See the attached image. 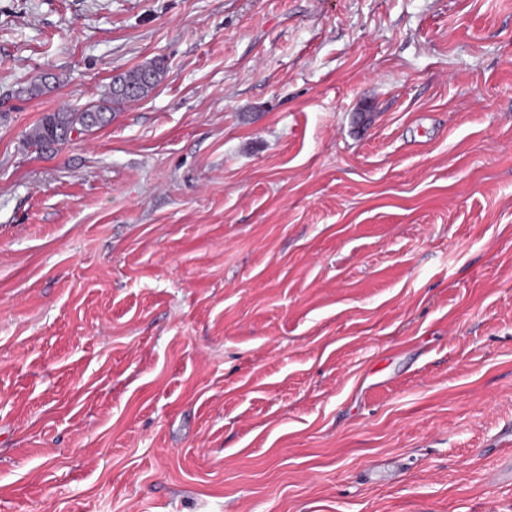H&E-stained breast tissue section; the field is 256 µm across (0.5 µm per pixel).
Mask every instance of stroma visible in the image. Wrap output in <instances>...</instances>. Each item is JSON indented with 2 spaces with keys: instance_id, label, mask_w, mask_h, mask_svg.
<instances>
[{
  "instance_id": "1",
  "label": "stroma",
  "mask_w": 512,
  "mask_h": 512,
  "mask_svg": "<svg viewBox=\"0 0 512 512\" xmlns=\"http://www.w3.org/2000/svg\"><path fill=\"white\" fill-rule=\"evenodd\" d=\"M511 459L512 0H0V512H512ZM161 62L153 61L112 78L105 97L100 104L88 105L84 109H59L43 115L32 128L29 138L44 148L66 143L72 133L92 131L112 121V115L123 104L148 96L164 76Z\"/></svg>"
}]
</instances>
